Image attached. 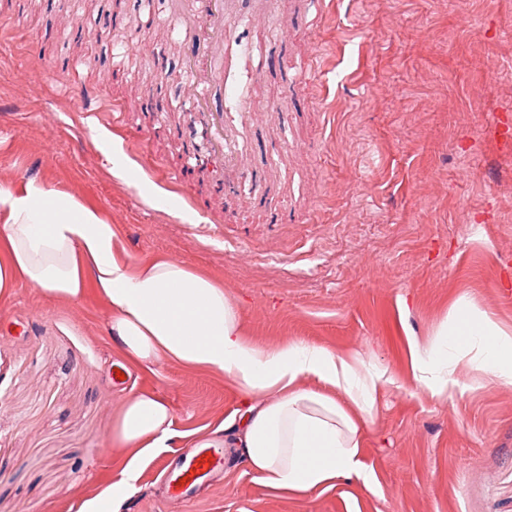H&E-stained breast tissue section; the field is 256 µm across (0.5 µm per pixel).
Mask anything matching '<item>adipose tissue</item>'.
Masks as SVG:
<instances>
[{
	"label": "adipose tissue",
	"mask_w": 512,
	"mask_h": 512,
	"mask_svg": "<svg viewBox=\"0 0 512 512\" xmlns=\"http://www.w3.org/2000/svg\"><path fill=\"white\" fill-rule=\"evenodd\" d=\"M21 279L71 301L95 288L111 308V341L136 363L228 376L246 399L230 445L265 486L304 495L364 475L362 427L395 382L388 367L302 342L250 341L216 280L172 258L131 265L96 209L33 180L0 186V297ZM464 375L512 385V327L467 295L408 351L409 378L436 400L454 401ZM306 377L318 389L302 387ZM171 423L164 398L135 395L115 416L111 445L164 447Z\"/></svg>",
	"instance_id": "1"
}]
</instances>
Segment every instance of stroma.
<instances>
[{"instance_id":"obj_1","label":"stroma","mask_w":512,"mask_h":512,"mask_svg":"<svg viewBox=\"0 0 512 512\" xmlns=\"http://www.w3.org/2000/svg\"><path fill=\"white\" fill-rule=\"evenodd\" d=\"M177 0H0V185L51 184L102 210L135 265L175 258L224 287L245 336L303 342L389 367L365 432L364 477L298 498L257 481L238 449L178 505L162 477L223 445L242 395L227 377L131 363L95 292L55 299L18 282L0 299V512H86L136 473L118 512H512V386L454 401L403 372L462 295L512 326V0H325L309 26L279 0L245 30L234 81L264 134L278 205L190 207L170 175L186 45ZM288 30L277 38V28ZM165 59L153 70L154 54ZM140 96L164 113L82 111ZM128 160L113 176L95 139ZM169 195L172 211L152 207ZM126 372L123 384L113 368ZM150 391L173 412L165 448H111L115 414Z\"/></svg>"}]
</instances>
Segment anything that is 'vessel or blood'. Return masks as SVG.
<instances>
[{
  "label": "vessel or blood",
  "instance_id": "1",
  "mask_svg": "<svg viewBox=\"0 0 512 512\" xmlns=\"http://www.w3.org/2000/svg\"><path fill=\"white\" fill-rule=\"evenodd\" d=\"M190 6L191 18L184 23L190 59L183 92L191 108L179 126L180 139L187 147L186 166L220 169L216 193L224 199H235L247 188L254 197L272 202V190L255 162L260 142L251 112L244 107L233 113L214 112L207 104L221 76L233 67V53L223 50L224 41L231 30L257 25L260 14L239 13L237 0H190ZM223 458L220 448L191 449L188 464L165 475L169 503L181 502L186 490L216 470Z\"/></svg>",
  "mask_w": 512,
  "mask_h": 512
}]
</instances>
